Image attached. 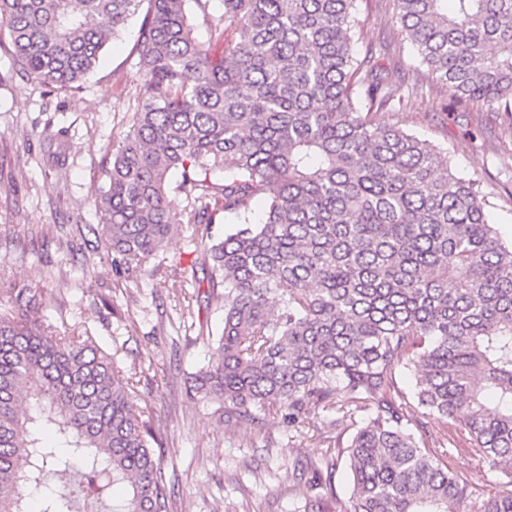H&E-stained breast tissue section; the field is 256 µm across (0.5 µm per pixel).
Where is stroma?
Wrapping results in <instances>:
<instances>
[{
  "label": "stroma",
  "instance_id": "35a3bbf8",
  "mask_svg": "<svg viewBox=\"0 0 512 512\" xmlns=\"http://www.w3.org/2000/svg\"><path fill=\"white\" fill-rule=\"evenodd\" d=\"M359 11L365 39L356 54L382 46L380 65H398V78L419 86L406 106L379 111L376 122L399 125L449 153L457 175L478 183L500 236L512 241V129L483 106L448 112L446 92L423 82L389 0H360ZM140 23L130 21L75 95L39 89L18 70L8 32L0 30V277L44 284L49 265L67 259L62 227L95 223L101 159L136 107ZM63 127L68 163L53 171L43 148ZM117 280L111 252L88 253L85 272L53 282L43 319L52 333H90L104 349L120 347L121 361L147 368L139 405L163 438L155 456L170 512H298L312 490L307 480L289 485L282 477L291 465L326 467L315 416L292 427L279 414L225 424L214 404L186 392L190 374L214 352L208 335L222 322L219 301L202 315L179 304L180 284L152 292L143 282L121 287Z\"/></svg>",
  "mask_w": 512,
  "mask_h": 512
}]
</instances>
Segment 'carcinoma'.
<instances>
[{
	"mask_svg": "<svg viewBox=\"0 0 512 512\" xmlns=\"http://www.w3.org/2000/svg\"><path fill=\"white\" fill-rule=\"evenodd\" d=\"M187 2L0 0L18 66L49 93L80 91L147 6L137 109L104 156L98 223L75 225L69 256L86 257L90 233L138 278L190 227V264L148 273L154 288L189 286L190 303L203 285L223 303L190 391L242 417L286 407L290 423L313 412L336 427L326 456L346 457L349 500L335 472L313 468L321 492L303 512H512V243L478 186L439 147L374 121L409 89L373 51L354 56L358 0H224L207 44ZM390 2L452 106L483 103L512 127V0ZM58 135L54 167L67 161ZM221 214L233 224L222 238ZM52 297L0 278V512H75L119 482L129 491L112 512H169L162 439L137 404L144 368L122 370L91 336L49 334L39 311ZM425 418L442 424L434 439ZM463 457L495 487L461 478ZM51 474L79 479L55 493Z\"/></svg>",
	"mask_w": 512,
	"mask_h": 512,
	"instance_id": "cac0c4a2",
	"label": "carcinoma"
}]
</instances>
